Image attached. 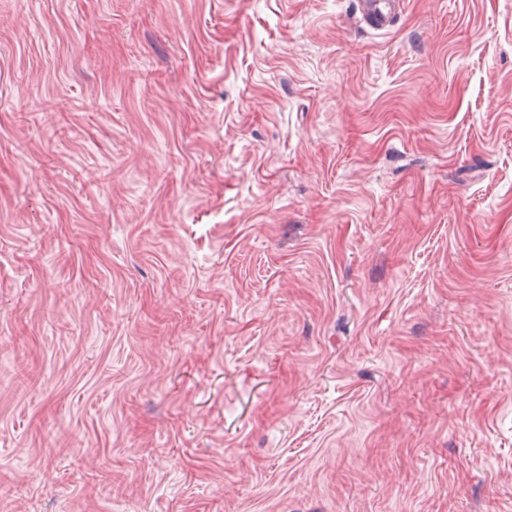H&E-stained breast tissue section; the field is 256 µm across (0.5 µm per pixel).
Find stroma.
I'll use <instances>...</instances> for the list:
<instances>
[{
  "label": "stroma",
  "instance_id": "stroma-1",
  "mask_svg": "<svg viewBox=\"0 0 512 512\" xmlns=\"http://www.w3.org/2000/svg\"><path fill=\"white\" fill-rule=\"evenodd\" d=\"M0 0V512H512V0ZM403 4L404 0H357L355 15L370 28L384 30L392 26Z\"/></svg>",
  "mask_w": 512,
  "mask_h": 512
}]
</instances>
